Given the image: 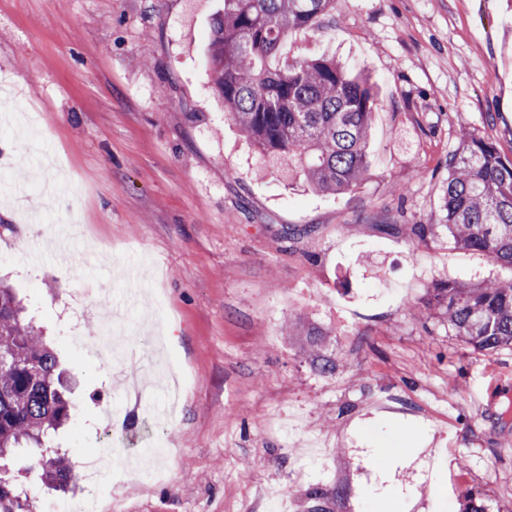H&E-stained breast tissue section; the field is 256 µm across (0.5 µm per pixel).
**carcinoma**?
<instances>
[{
    "instance_id": "carcinoma-1",
    "label": "carcinoma",
    "mask_w": 512,
    "mask_h": 512,
    "mask_svg": "<svg viewBox=\"0 0 512 512\" xmlns=\"http://www.w3.org/2000/svg\"><path fill=\"white\" fill-rule=\"evenodd\" d=\"M336 0H224L211 20L210 77L234 122L257 151L325 194L342 193L366 177L377 94L330 58L272 67L288 34L308 29ZM441 219L460 248L512 268V160L493 142L461 136L448 155ZM428 316L473 349L512 347V279L468 285L443 281L424 304ZM76 379L59 365L14 289L0 282V459L21 448L45 455L38 480L59 489L76 485L69 458L46 443L70 418ZM24 492L0 476V508L23 512Z\"/></svg>"
}]
</instances>
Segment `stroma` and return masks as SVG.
I'll use <instances>...</instances> for the list:
<instances>
[{
	"instance_id": "stroma-1",
	"label": "stroma",
	"mask_w": 512,
	"mask_h": 512,
	"mask_svg": "<svg viewBox=\"0 0 512 512\" xmlns=\"http://www.w3.org/2000/svg\"><path fill=\"white\" fill-rule=\"evenodd\" d=\"M223 7L0 0V278L79 380L53 447L81 468L94 418L136 412L57 310L76 291L83 335L121 309L179 388L174 412H137L139 442L169 448L156 480L104 470L97 512H308L315 486L326 512H395L391 484L409 512H463L466 488L512 512V350L410 312L436 283L512 277L439 224L460 131L512 159V0H336L289 35L276 64L332 57L376 87L369 173L336 195L261 175L225 120L205 58ZM420 446L417 480L367 454Z\"/></svg>"
}]
</instances>
